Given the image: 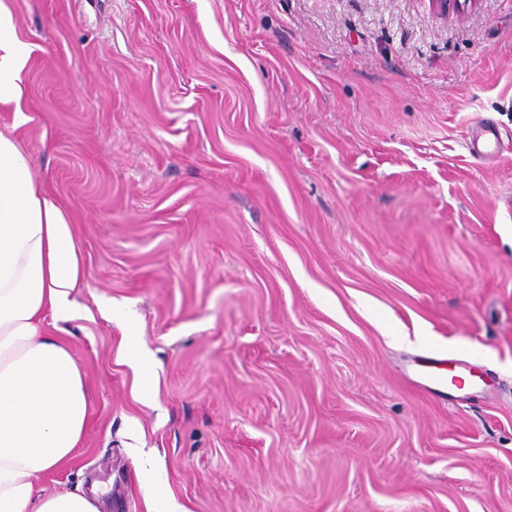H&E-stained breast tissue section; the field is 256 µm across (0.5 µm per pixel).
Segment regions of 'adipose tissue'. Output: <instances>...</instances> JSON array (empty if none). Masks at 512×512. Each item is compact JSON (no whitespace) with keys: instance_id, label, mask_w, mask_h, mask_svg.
I'll return each mask as SVG.
<instances>
[{"instance_id":"ef3b65f1","label":"adipose tissue","mask_w":512,"mask_h":512,"mask_svg":"<svg viewBox=\"0 0 512 512\" xmlns=\"http://www.w3.org/2000/svg\"><path fill=\"white\" fill-rule=\"evenodd\" d=\"M31 52L0 8V104L19 102ZM84 279L73 224L35 183L17 140L0 132V512H100L82 493L35 492L73 460L88 423L85 375L47 326L79 316Z\"/></svg>"}]
</instances>
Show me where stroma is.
Returning <instances> with one entry per match:
<instances>
[{"instance_id": "stroma-1", "label": "stroma", "mask_w": 512, "mask_h": 512, "mask_svg": "<svg viewBox=\"0 0 512 512\" xmlns=\"http://www.w3.org/2000/svg\"><path fill=\"white\" fill-rule=\"evenodd\" d=\"M0 5L33 48L0 130L87 268L89 421L37 493L512 512V0ZM433 355L469 387L423 388ZM140 376L141 390L140 394L145 403L152 401L153 395V372L152 364L149 358L144 354H139L133 359Z\"/></svg>"}]
</instances>
